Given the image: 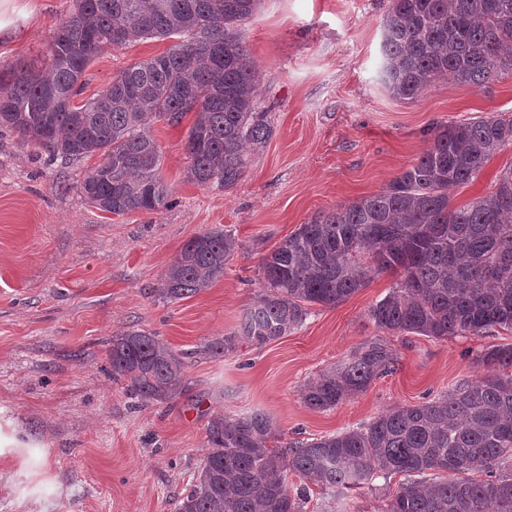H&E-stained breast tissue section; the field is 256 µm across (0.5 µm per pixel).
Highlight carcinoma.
Instances as JSON below:
<instances>
[{
  "mask_svg": "<svg viewBox=\"0 0 512 512\" xmlns=\"http://www.w3.org/2000/svg\"><path fill=\"white\" fill-rule=\"evenodd\" d=\"M56 28L40 64L0 68V132L16 133L64 163L100 155L81 195L114 215L170 205L160 176L152 124L192 112L185 150L188 177L199 186L234 185L247 144L272 135L258 96L254 60L238 30L260 0H76ZM382 22L380 81L394 97L413 99L440 81L484 85L512 74V0H391ZM177 38L167 52L120 72L97 97L74 103L92 61L113 46ZM415 163L380 193L321 214L282 240L261 263L264 293L247 311L242 333L255 346L288 334L308 306H334L366 285L368 273L401 272L370 310L391 333L446 338L512 330V165L496 190L462 207L448 188L472 182L502 147L512 119L441 121ZM236 242L222 230L190 238L168 266L159 297L197 295L224 277ZM236 336L209 344L219 355ZM486 373L472 384L422 404L387 411L367 426L321 436L284 455L268 446L260 412L217 417L210 452L178 512H304L307 491L293 494L288 475L333 493L379 475H408L387 512H512V345L478 356ZM112 376L138 396L170 402L183 390L184 362L167 343L138 329L112 337ZM396 357L370 340L353 357L312 379L304 403L327 410L395 368ZM431 471L448 477L424 485ZM478 472L486 478H456Z\"/></svg>",
  "mask_w": 512,
  "mask_h": 512,
  "instance_id": "cac0c4a2",
  "label": "carcinoma"
}]
</instances>
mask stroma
I'll return each instance as SVG.
<instances>
[{
    "instance_id": "35a3bbf8",
    "label": "stroma",
    "mask_w": 512,
    "mask_h": 512,
    "mask_svg": "<svg viewBox=\"0 0 512 512\" xmlns=\"http://www.w3.org/2000/svg\"><path fill=\"white\" fill-rule=\"evenodd\" d=\"M26 41L0 46V67L43 52L75 0H29ZM391 0H261L240 25L257 65V111L273 128L247 149L232 187L187 181L192 117L152 127L173 203L123 216L82 197L84 173L100 156L49 164L38 146L0 133V429L24 449L0 454V512H175L209 453L218 416H268L270 447L366 425L383 411L417 405L481 378L476 362L512 332L445 339L391 334L370 308L399 279L372 275L333 307L311 306L301 326L262 347L238 332L261 294L263 257L320 213L383 190L427 149L437 121L512 117V76L480 87L451 81L416 98H392L378 80L381 22ZM171 39L137 41L98 56L77 96L85 103L126 66L164 53ZM512 145L471 183L450 192L458 207L492 194ZM214 229L237 246L224 277L188 299L158 290L190 238ZM155 334L184 361L185 384L170 403L134 395L112 375L113 336ZM238 335L217 355L215 338ZM380 339L397 357L391 373L328 410L302 400L307 382ZM401 476L332 495L311 487L306 512H386Z\"/></svg>"
}]
</instances>
